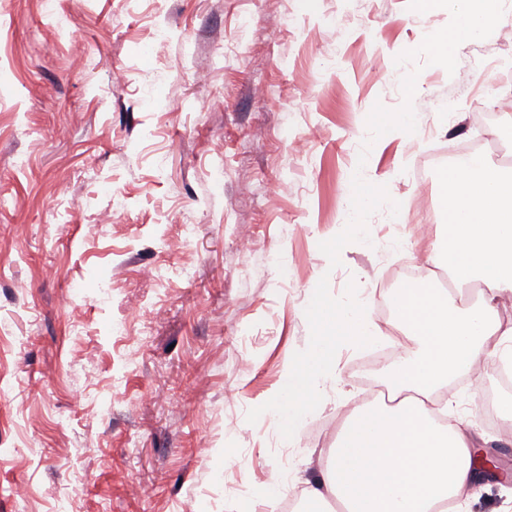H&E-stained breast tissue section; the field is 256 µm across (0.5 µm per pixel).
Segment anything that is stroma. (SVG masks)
I'll return each instance as SVG.
<instances>
[{"label": "stroma", "mask_w": 512, "mask_h": 512, "mask_svg": "<svg viewBox=\"0 0 512 512\" xmlns=\"http://www.w3.org/2000/svg\"><path fill=\"white\" fill-rule=\"evenodd\" d=\"M409 0H0V512H272L315 480L364 399L342 346L322 401L285 442L270 414L328 277L367 292L431 280L430 242L398 248L389 206L331 267L352 178L386 186L408 224L445 230L432 142H460L476 73L512 67L500 34L455 73L396 57L448 24ZM165 28L164 42L156 31ZM417 71L420 128L359 153L375 104ZM125 208L107 224L113 196Z\"/></svg>", "instance_id": "35a3bbf8"}]
</instances>
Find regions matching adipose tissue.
<instances>
[{"instance_id": "adipose-tissue-1", "label": "adipose tissue", "mask_w": 512, "mask_h": 512, "mask_svg": "<svg viewBox=\"0 0 512 512\" xmlns=\"http://www.w3.org/2000/svg\"><path fill=\"white\" fill-rule=\"evenodd\" d=\"M440 180L448 225L427 259L479 286L478 299L425 282L400 290L393 316L408 345L382 370L380 400L346 416L327 467L304 489L317 512L332 502L346 512H465L486 485L480 435L463 418L442 423L434 396L482 357L512 364V169L459 158Z\"/></svg>"}]
</instances>
